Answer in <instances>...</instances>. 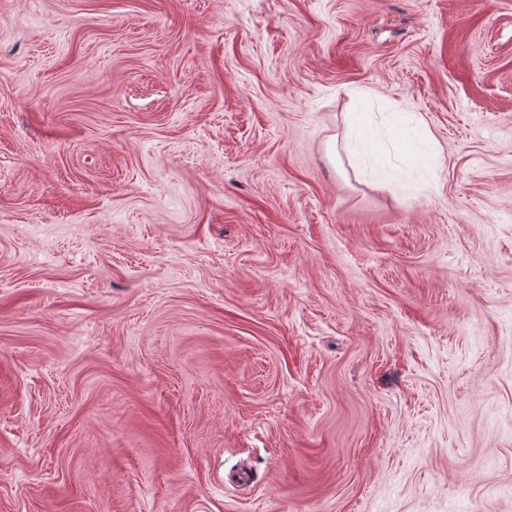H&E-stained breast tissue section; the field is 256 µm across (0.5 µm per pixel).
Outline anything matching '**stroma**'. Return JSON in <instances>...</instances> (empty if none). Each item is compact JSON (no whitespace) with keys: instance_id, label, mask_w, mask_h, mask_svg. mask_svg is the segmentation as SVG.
Here are the masks:
<instances>
[{"instance_id":"35a3bbf8","label":"stroma","mask_w":512,"mask_h":512,"mask_svg":"<svg viewBox=\"0 0 512 512\" xmlns=\"http://www.w3.org/2000/svg\"><path fill=\"white\" fill-rule=\"evenodd\" d=\"M0 512H512V0H0Z\"/></svg>"}]
</instances>
